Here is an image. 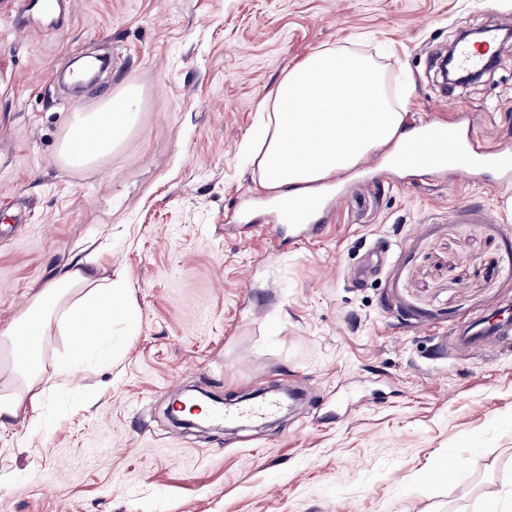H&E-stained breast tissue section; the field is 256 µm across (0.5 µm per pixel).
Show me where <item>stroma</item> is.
Listing matches in <instances>:
<instances>
[{
	"label": "stroma",
	"mask_w": 512,
	"mask_h": 512,
	"mask_svg": "<svg viewBox=\"0 0 512 512\" xmlns=\"http://www.w3.org/2000/svg\"><path fill=\"white\" fill-rule=\"evenodd\" d=\"M25 22L0 0V226L17 227L0 329L90 251L133 308L87 354L45 330L50 393L0 424V512H483L512 495V341L455 349L512 307V192L389 175L380 151L296 245L246 161L270 90L325 45L374 57L407 128L465 111L512 144V46L452 93L436 66L461 29L512 28V0H71L63 26ZM128 91L111 152L63 162L73 116ZM175 385L303 399L184 429ZM451 455L457 477L438 479Z\"/></svg>",
	"instance_id": "obj_1"
}]
</instances>
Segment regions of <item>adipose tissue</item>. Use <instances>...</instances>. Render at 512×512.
Wrapping results in <instances>:
<instances>
[{
	"instance_id": "1",
	"label": "adipose tissue",
	"mask_w": 512,
	"mask_h": 512,
	"mask_svg": "<svg viewBox=\"0 0 512 512\" xmlns=\"http://www.w3.org/2000/svg\"><path fill=\"white\" fill-rule=\"evenodd\" d=\"M135 97L110 99L112 124L99 134L100 115H75L69 133L96 135L97 152L111 151L128 118ZM266 144L257 156L266 188L278 190L326 179L357 166L367 155L413 138L404 127V112L389 97L385 80L371 55L344 47L323 46L292 66L269 93ZM94 256L73 261L32 296L24 313L0 339L10 341L36 326L57 325L74 334L86 329L84 347H93L100 327L113 310L128 308L132 298L121 281L95 275ZM19 373L23 388L0 393V419H13L37 406L41 394L40 350L22 349Z\"/></svg>"
}]
</instances>
